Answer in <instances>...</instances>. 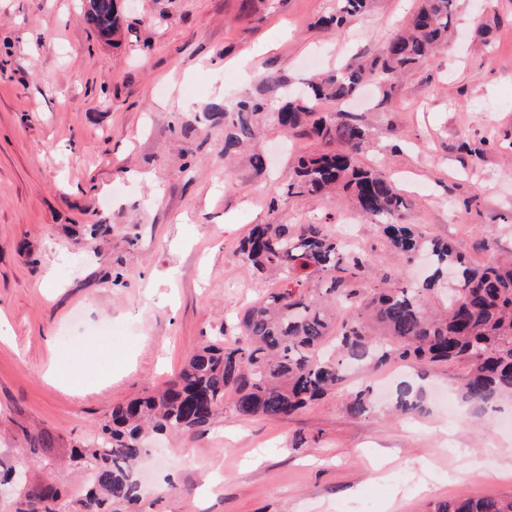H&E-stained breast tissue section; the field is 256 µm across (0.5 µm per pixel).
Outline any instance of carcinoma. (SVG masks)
Returning a JSON list of instances; mask_svg holds the SVG:
<instances>
[{
	"label": "carcinoma",
	"mask_w": 512,
	"mask_h": 512,
	"mask_svg": "<svg viewBox=\"0 0 512 512\" xmlns=\"http://www.w3.org/2000/svg\"><path fill=\"white\" fill-rule=\"evenodd\" d=\"M343 10L320 19L341 31L368 0H343ZM458 0H420L407 27L389 38L370 60L346 65L305 83L274 112L260 99L215 104L206 120L224 126V158H234L270 118L292 136L313 137L327 149L298 157L288 190L293 194H345L373 224L383 225L391 250L406 262L419 252L432 259L421 286L376 291L365 288L372 257L346 247L324 224H258L240 240L243 264L281 287L235 318L237 338L224 343V330L190 355L175 379L152 395L113 407L110 418L87 445L71 449L70 465L85 473L80 512H107L108 502L139 500L137 461L147 452V434L204 430L228 410L235 417L286 419L335 391L346 369H377L400 359L421 365L460 366L456 390L478 417L512 397V258L472 265L452 244L405 223L408 205L393 182L357 165L369 144L363 120L348 112L330 117L316 111L323 100L344 101L366 80L383 93L424 64L448 42ZM89 27L109 38L119 33L117 0H93L84 11ZM454 273L446 295L430 301L440 279ZM232 397L225 406L224 397ZM370 389L348 404L353 415L371 412ZM395 410L425 412L421 391L403 382L394 392ZM27 452L42 457L54 447L48 434L28 438ZM24 512H66L62 483L23 488ZM432 512H512V497L442 501Z\"/></svg>",
	"instance_id": "obj_1"
}]
</instances>
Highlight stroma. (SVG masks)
<instances>
[{
	"label": "stroma",
	"instance_id": "stroma-1",
	"mask_svg": "<svg viewBox=\"0 0 512 512\" xmlns=\"http://www.w3.org/2000/svg\"><path fill=\"white\" fill-rule=\"evenodd\" d=\"M128 28L98 36L80 0H0V461L29 434L56 441L29 484L79 472L59 458L114 405L174 378L188 354L275 282L237 252L256 224L350 220L378 256L369 287L421 282L424 263L389 258L379 225L342 197L288 193L297 155L316 149L263 125L266 161L224 159L223 127L196 116L222 99L281 101L312 73L379 54L417 0H369L340 33L321 29L337 0H119ZM488 30L487 39L471 34ZM275 74L279 85L265 83ZM372 147L358 162L393 179L407 221L473 263L512 255V0H460L447 47L349 103ZM192 124L172 130V115ZM486 140L481 159L467 144ZM88 224L110 231L80 234ZM78 352L65 357L62 337ZM458 369L400 363L388 388L420 379L422 415L390 400L355 416L345 393L284 420L224 415L161 438L142 458L138 502L111 512H429L433 503L512 496V399L494 425L449 416Z\"/></svg>",
	"mask_w": 512,
	"mask_h": 512
}]
</instances>
